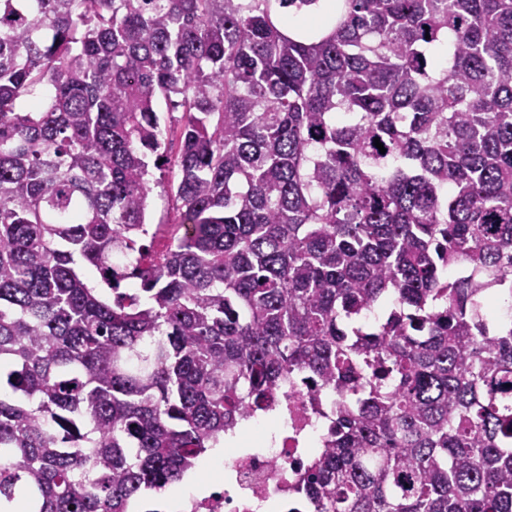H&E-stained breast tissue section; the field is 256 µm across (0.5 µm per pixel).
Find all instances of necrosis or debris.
<instances>
[{"label":"necrosis or debris","instance_id":"1","mask_svg":"<svg viewBox=\"0 0 512 512\" xmlns=\"http://www.w3.org/2000/svg\"><path fill=\"white\" fill-rule=\"evenodd\" d=\"M278 407L252 417L224 463L223 478L182 497L175 512H265L288 504V483L320 437L310 397L290 383Z\"/></svg>","mask_w":512,"mask_h":512}]
</instances>
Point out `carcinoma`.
<instances>
[{
  "mask_svg": "<svg viewBox=\"0 0 512 512\" xmlns=\"http://www.w3.org/2000/svg\"><path fill=\"white\" fill-rule=\"evenodd\" d=\"M333 8L0 0V512H128L298 375L312 512H512V0ZM161 191V186H154L148 199V223L153 224V231H156V235L152 240L151 251L157 249L166 250L171 243L172 229L165 224L170 216V209L168 208L167 201L160 196ZM158 224L161 225L158 226Z\"/></svg>",
  "mask_w": 512,
  "mask_h": 512,
  "instance_id": "1",
  "label": "carcinoma"
}]
</instances>
